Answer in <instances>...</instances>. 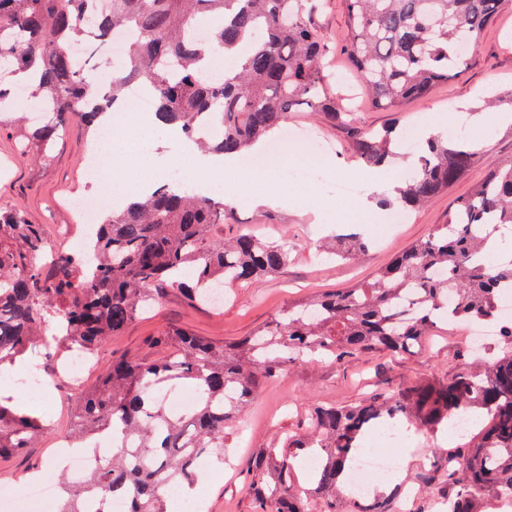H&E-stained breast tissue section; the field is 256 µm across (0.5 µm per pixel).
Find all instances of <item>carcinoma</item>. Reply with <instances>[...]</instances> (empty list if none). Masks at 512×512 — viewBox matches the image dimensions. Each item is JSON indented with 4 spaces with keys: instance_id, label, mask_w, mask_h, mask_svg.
I'll return each mask as SVG.
<instances>
[{
    "instance_id": "cac0c4a2",
    "label": "carcinoma",
    "mask_w": 512,
    "mask_h": 512,
    "mask_svg": "<svg viewBox=\"0 0 512 512\" xmlns=\"http://www.w3.org/2000/svg\"><path fill=\"white\" fill-rule=\"evenodd\" d=\"M94 0H0V113L14 84L28 90L47 118L25 132L22 150H48L74 115L87 127L122 100L127 86L148 89L160 123L180 128L206 150L241 154L278 129L300 106L348 122L336 105L332 75L322 64L315 29L322 0H109L90 31L85 16ZM512 0H342L347 37L341 52L368 102L397 111L455 78L475 58L460 46L476 42ZM206 20L209 40L189 37ZM136 32L122 64L107 83L77 73L72 45L100 54L112 30ZM232 58V70L214 83L205 71L212 55ZM219 124L215 140L198 129ZM400 142L397 128L357 131L353 151L381 166ZM419 154L396 189L398 208L408 211L448 191L476 163L478 152L463 133L450 139L415 138ZM232 211L189 187H157L110 212L85 247L86 266L69 252L52 264L37 263L44 230L26 222L21 209L0 211V373L28 353L64 357L80 347L98 350L163 294L178 287L191 302H204L207 288L256 280L288 266V246L259 241L244 230L213 240L209 233L229 223ZM512 227V160L489 170L468 196L454 201L448 223L412 245L367 283L296 304L238 342H214L184 330H164L158 360L123 357L107 363L71 410L70 426L82 442L113 430L118 451L82 483L63 482L59 512H85L84 502L122 495L127 512H166L164 490L193 488L205 456L224 460V435L236 412L258 388L288 364L338 360L374 350L412 354L422 340L454 321H499L500 286L512 284V259L480 263L486 243L500 227ZM366 247L351 234L333 254L348 259ZM415 291V316L405 321L400 301ZM454 294L448 305V293ZM189 383L196 392L191 417L165 408L156 387ZM468 411L479 419V441L450 448L443 459L414 476L425 487L448 484V512H484L488 492L512 491V354L446 382H415L374 394L349 407H320L310 419L308 440L287 436V451L271 453L274 483L260 493L256 512H395L396 492L372 502L336 497L367 433L377 424L405 418L418 433L448 428V419ZM40 417L0 398V456L31 447L43 433ZM318 449L313 492L293 483L296 459Z\"/></svg>"
}]
</instances>
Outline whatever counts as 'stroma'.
<instances>
[{
    "mask_svg": "<svg viewBox=\"0 0 512 512\" xmlns=\"http://www.w3.org/2000/svg\"><path fill=\"white\" fill-rule=\"evenodd\" d=\"M317 30L325 49L323 64L338 78L333 89L338 94H348L358 81H341L348 73L339 52L346 34L342 0H323ZM471 54L475 65L439 85L428 97L408 102L399 112L361 102L348 126L333 124L323 113L304 107L289 113L288 123L294 130L313 132L314 137L298 141L285 153L271 157L266 167L273 170L281 191L314 198L315 207L291 211L277 205L253 206L249 198L260 190L257 182L239 183L237 197L232 201L226 200L223 187H216L212 194L215 201L227 203L232 209L235 227L264 241L287 243V267L276 275L225 288L224 304L219 308L188 304L178 289H168L148 312L102 344L99 363L127 355L158 358L152 338L164 329L181 328L216 342H232L252 335L289 304L370 280L395 256L426 238L438 225L447 223L452 202L467 196L494 164L512 158V128L489 125L491 146L479 163L449 192L412 212L396 235L385 243L375 240L372 230L384 214L378 202L382 187L366 180L369 168L354 158L351 135L356 128L381 130L397 122L416 126L424 114L440 110L453 112L455 122H465L474 112L485 111L486 92L511 91L512 9L502 11L487 26ZM30 108V102L23 100L16 102L14 111L0 114V208L22 209L28 223L43 225L48 250L68 251L72 248L70 241L54 234L57 226L75 221L66 204L67 196L74 192L112 196L114 187L128 180L140 164L130 156L116 157L111 180L94 186L87 171L94 137L75 119L69 121L49 153L33 146L18 150L21 126L15 114ZM322 157L335 160V168L313 166V159ZM305 164L311 167L310 180L301 184L289 180V169ZM345 181L360 183L361 193L351 199L341 198L337 189ZM350 233L369 243L359 257L342 260L320 255L319 249L326 240ZM41 363L51 386L40 401H33L25 387L15 381L25 370L23 364H16L10 377L0 380L1 391L11 392L16 404L42 413L47 425L33 447L0 458V491L17 498L23 496L32 478L52 469L55 445L69 434V410L82 396L86 384L99 374L94 368L81 379L66 380L57 373L52 358H42ZM474 367L462 332L448 330L428 337L421 350L412 356L372 352L338 362L288 365L281 378L265 383L240 412L235 428L225 438L223 461L208 460L198 471L194 492L203 498L202 512H255L253 469L269 452L281 450L285 436L304 434L315 407L351 406L374 393L414 382L445 381ZM469 442V437L452 436L445 431L422 436L420 445H409L403 451L398 467L401 479H408L425 463L427 449L463 447Z\"/></svg>",
    "mask_w": 512,
    "mask_h": 512,
    "instance_id": "1",
    "label": "stroma"
}]
</instances>
